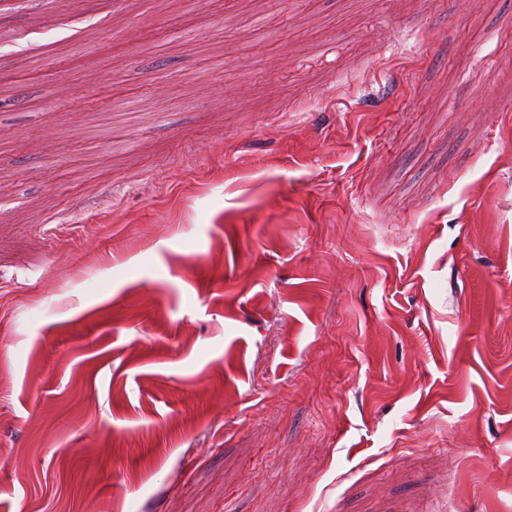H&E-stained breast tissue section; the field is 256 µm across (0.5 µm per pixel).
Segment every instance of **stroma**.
Wrapping results in <instances>:
<instances>
[{
	"mask_svg": "<svg viewBox=\"0 0 512 512\" xmlns=\"http://www.w3.org/2000/svg\"><path fill=\"white\" fill-rule=\"evenodd\" d=\"M0 512H512V0H0Z\"/></svg>",
	"mask_w": 512,
	"mask_h": 512,
	"instance_id": "1",
	"label": "stroma"
}]
</instances>
